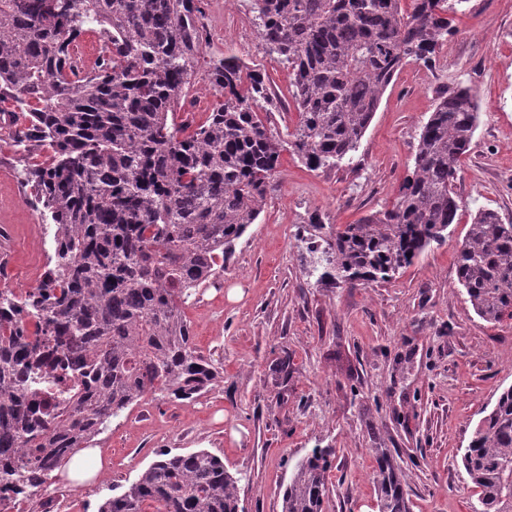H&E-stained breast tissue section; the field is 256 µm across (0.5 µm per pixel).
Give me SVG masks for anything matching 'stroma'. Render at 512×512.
<instances>
[{
	"label": "stroma",
	"mask_w": 512,
	"mask_h": 512,
	"mask_svg": "<svg viewBox=\"0 0 512 512\" xmlns=\"http://www.w3.org/2000/svg\"><path fill=\"white\" fill-rule=\"evenodd\" d=\"M204 58H240L265 72L276 98L260 117L287 136L297 123L289 72L264 53L252 0H202ZM432 62H408L384 93L351 165L312 170L283 151L264 209L238 241L220 284L184 308L198 352L224 381L193 400L146 396L94 443L100 468L82 484L54 472L40 501L98 512L160 452L204 449L240 479L245 512H282L291 471L331 449L323 512H372L374 451L400 466L412 512H472L461 457L502 388L512 385V319L490 324L456 282L455 256L480 207L512 223V0H470ZM470 86L479 104L448 238L390 280L321 279L310 250L330 232L391 208L420 129L444 91ZM22 156L0 128V289L38 286L53 231L32 206ZM288 360V375L277 366Z\"/></svg>",
	"instance_id": "obj_1"
}]
</instances>
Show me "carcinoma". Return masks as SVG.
I'll return each instance as SVG.
<instances>
[{
	"mask_svg": "<svg viewBox=\"0 0 512 512\" xmlns=\"http://www.w3.org/2000/svg\"><path fill=\"white\" fill-rule=\"evenodd\" d=\"M198 2L0 0V112L27 113L17 146L45 151L26 182L54 227L39 286L0 290L1 483L36 494L145 396L191 400L222 378L194 347L183 306L258 220L283 145L258 115L269 79L234 57L209 62L218 101L206 120L191 132L175 123L203 52ZM469 2L253 0L263 49L290 69L292 153L313 169L351 163L394 76L429 59ZM95 25L101 51L80 77L74 44ZM478 120L470 87L440 97L392 208L313 248L338 278L387 281L445 239ZM456 275L481 319L512 318V224L497 211L474 214ZM47 371L81 387L50 408L33 390ZM16 448L27 449L19 467L3 459ZM374 452L377 512H411L402 470L387 449ZM330 456L316 448L296 464L283 512H323ZM462 463L479 512H512V386ZM240 481L208 451H163L99 512H243Z\"/></svg>",
	"mask_w": 512,
	"mask_h": 512,
	"instance_id": "carcinoma-1",
	"label": "carcinoma"
}]
</instances>
